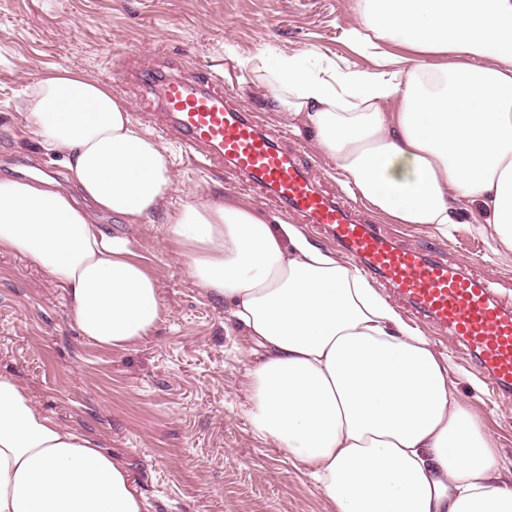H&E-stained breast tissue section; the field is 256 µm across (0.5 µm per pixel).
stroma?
I'll return each instance as SVG.
<instances>
[{
	"mask_svg": "<svg viewBox=\"0 0 512 512\" xmlns=\"http://www.w3.org/2000/svg\"><path fill=\"white\" fill-rule=\"evenodd\" d=\"M353 0H0V177L53 178L72 192L62 156L46 152L27 128L21 102L46 73L73 69L101 81L129 105L133 122L165 147L175 192L143 224L95 215L112 235L131 238L157 275L166 315L147 339L123 350L80 335L66 288L26 257L0 252V373L14 376L33 401L67 428L95 438L137 480L147 512H333L287 451L252 431L246 376L258 362L243 332L227 322L223 301L190 277L167 215L185 202L225 197L270 223L297 224L314 245L326 234L280 212L221 166L202 167L145 86L147 72L187 80L211 70L235 102L270 131L289 130L269 92L246 67L261 55L275 63L297 54L313 67L374 68L345 39ZM288 146L312 164L329 192L343 177L312 134L292 132ZM404 243L430 242L441 257L471 267L512 301V256L474 225L440 236L428 224H383ZM449 358L448 382L478 412L500 455L512 459V399L492 397L469 356L423 328Z\"/></svg>",
	"mask_w": 512,
	"mask_h": 512,
	"instance_id": "1",
	"label": "stroma"
}]
</instances>
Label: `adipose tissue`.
<instances>
[{
	"label": "adipose tissue",
	"instance_id": "ef3b65f1",
	"mask_svg": "<svg viewBox=\"0 0 512 512\" xmlns=\"http://www.w3.org/2000/svg\"><path fill=\"white\" fill-rule=\"evenodd\" d=\"M346 34L382 68L311 73L296 55L252 68L276 111L312 132L371 211L447 234L462 216L512 253V0H355ZM52 179L0 178V251L63 284L88 341L124 349L165 308L158 278L104 211L140 224L174 191L164 147L125 100L60 69L25 103ZM191 277L262 360L252 430L307 468L336 512H512V460L448 383V359L355 265L232 199L182 203L166 228ZM129 468L0 374V512H146Z\"/></svg>",
	"mask_w": 512,
	"mask_h": 512
}]
</instances>
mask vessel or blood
Masks as SVG:
<instances>
[{"instance_id": "vessel-or-blood-1", "label": "vessel or blood", "mask_w": 512, "mask_h": 512, "mask_svg": "<svg viewBox=\"0 0 512 512\" xmlns=\"http://www.w3.org/2000/svg\"><path fill=\"white\" fill-rule=\"evenodd\" d=\"M152 86L186 149L225 164L288 214L328 231L411 318L451 336L493 396L512 397V303L502 301L486 280L430 248L401 244L356 215L342 197L317 184L298 152L265 130L255 113L230 104L220 77L188 82L165 75Z\"/></svg>"}]
</instances>
